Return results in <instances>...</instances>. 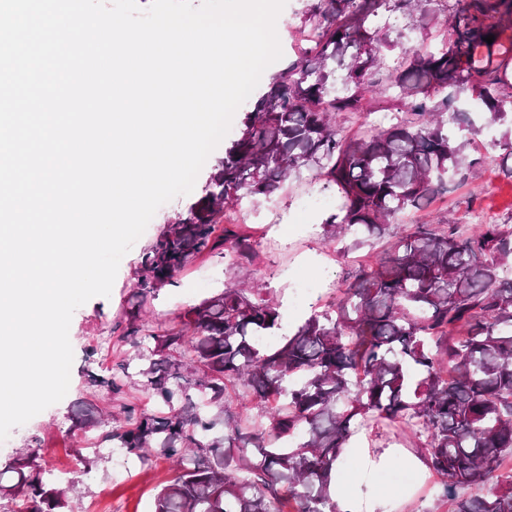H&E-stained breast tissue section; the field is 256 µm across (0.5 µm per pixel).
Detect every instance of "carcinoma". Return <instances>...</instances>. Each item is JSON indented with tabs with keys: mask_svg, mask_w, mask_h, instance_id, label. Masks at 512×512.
<instances>
[{
	"mask_svg": "<svg viewBox=\"0 0 512 512\" xmlns=\"http://www.w3.org/2000/svg\"><path fill=\"white\" fill-rule=\"evenodd\" d=\"M437 12L452 37L435 51L405 48L396 22L424 29ZM303 22L317 40L271 78L201 197L143 255L117 327L134 358L91 376L113 398L139 376L159 409L125 402L111 422L81 401L77 424L99 428L127 458L147 464L158 448L176 462L154 512H339L331 485L356 421L425 438L416 453L442 480L435 508L512 512L505 225L471 236L454 224L416 225L291 335L277 305L235 286L179 316L177 330L148 333L141 323L148 298L196 258L252 265L259 243L227 212L274 195L291 174L335 185L341 203L323 224L359 239L383 236L404 211L448 193L444 175L479 165L464 154L479 128L454 107L462 94L480 100L486 124L504 127L496 146L512 159V40L502 41L512 0H307ZM383 47L400 49L387 81L410 97L406 117L347 136L334 118L364 110ZM239 385L268 408L267 425L250 428L225 409ZM198 391L218 413L197 406ZM233 448L256 450L244 476ZM44 473L36 446L0 462V512H79Z\"/></svg>",
	"mask_w": 512,
	"mask_h": 512,
	"instance_id": "obj_1",
	"label": "carcinoma"
}]
</instances>
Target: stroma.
<instances>
[{
	"label": "stroma",
	"instance_id": "stroma-1",
	"mask_svg": "<svg viewBox=\"0 0 512 512\" xmlns=\"http://www.w3.org/2000/svg\"><path fill=\"white\" fill-rule=\"evenodd\" d=\"M304 4L305 0H287L276 24L283 57L264 71L258 91H265L271 78L293 60L290 31L300 27ZM469 154L481 161L477 174L454 179L448 196L438 198L426 208L405 211L383 238L355 248L350 245V237L326 235L322 226L325 211L298 209V195L325 193L322 182L312 180L310 175L289 178L271 197L243 201L234 213L261 242V256L247 270L259 285L261 297L273 300L277 307H285L293 290V278L298 274H315L333 288L343 287L359 267L374 263L384 244L419 224L462 223L464 214L473 206L483 209L492 221L512 222V178L501 171L497 149L492 147L484 152L473 148ZM194 200V195L189 194L161 206L143 235L122 258L110 297H94L74 312L69 329L73 363L67 395L14 428L10 447L0 450V456L6 458L27 447L31 440H38L48 469H69L70 480L82 492L83 512H152L158 491L174 476L170 462L157 455L146 465L132 462L128 476L113 480L115 463L112 456L101 451L99 430L77 428L73 410L81 400L107 408L105 391L89 386L88 377L105 373L120 358L131 355V348L119 341L114 327L128 308L142 256L164 227ZM237 278V269L223 258L205 255L195 259L179 274L176 285L165 287L150 298L147 330L162 333L178 315L221 293L226 283ZM100 337L106 340V348L97 346ZM348 445L355 448L359 460L358 470L351 475L350 490L360 512H370L376 497L381 499L384 512H395L397 503L408 496V489L383 481L384 473L396 468L421 475L426 472L406 445L371 440L367 429H358ZM78 447L91 449L89 465H82L76 458L74 450Z\"/></svg>",
	"mask_w": 512,
	"mask_h": 512
}]
</instances>
